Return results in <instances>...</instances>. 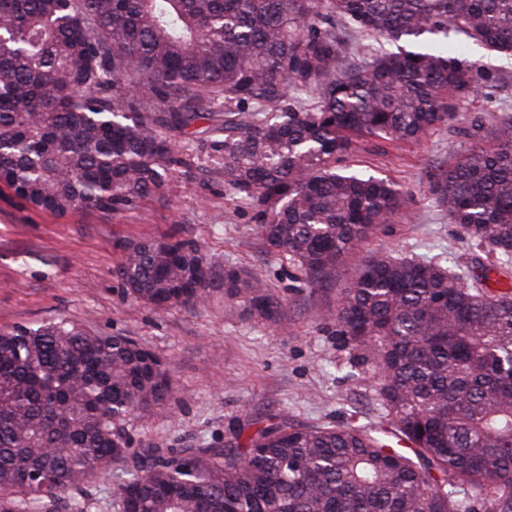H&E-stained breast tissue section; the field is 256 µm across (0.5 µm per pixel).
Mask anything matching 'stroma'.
Segmentation results:
<instances>
[{
	"label": "stroma",
	"mask_w": 512,
	"mask_h": 512,
	"mask_svg": "<svg viewBox=\"0 0 512 512\" xmlns=\"http://www.w3.org/2000/svg\"><path fill=\"white\" fill-rule=\"evenodd\" d=\"M465 56L492 71L495 82L470 99L455 128L430 132L420 144L368 146L345 163L400 184L401 217L372 240L416 259L453 261L475 248L459 225L436 207L427 173L449 166L473 145L486 146L495 125L512 119V56H494L467 43ZM252 212L224 195V182L206 168L177 175L160 200L118 215L54 216L0 193V329L66 319L131 337L171 367L167 409L133 420L135 448L219 447L237 431L288 416L300 426L385 425L375 382L351 368L352 352L328 320L359 256L337 264L316 289L287 257L268 253ZM192 239L217 267L237 264L260 275L283 303L277 322L249 317L215 293L198 309L153 310L128 298L113 278L122 243L144 237Z\"/></svg>",
	"instance_id": "35a3bbf8"
}]
</instances>
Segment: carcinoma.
Segmentation results:
<instances>
[{"instance_id": "1", "label": "carcinoma", "mask_w": 512, "mask_h": 512, "mask_svg": "<svg viewBox=\"0 0 512 512\" xmlns=\"http://www.w3.org/2000/svg\"><path fill=\"white\" fill-rule=\"evenodd\" d=\"M338 28L390 48L345 66ZM460 37L512 56V0H0V186L55 216L137 209L195 166L182 141L206 120L225 195L314 288L404 203L343 156L455 127L490 82L448 46ZM428 184L489 261L369 251L331 317L390 428L282 415L222 448L133 453L131 418L172 391L160 357L67 320L15 326L0 330V512H85L63 493L114 472L118 512H512V120ZM112 275L158 309L218 286L262 320L283 309L191 239L125 243Z\"/></svg>"}]
</instances>
